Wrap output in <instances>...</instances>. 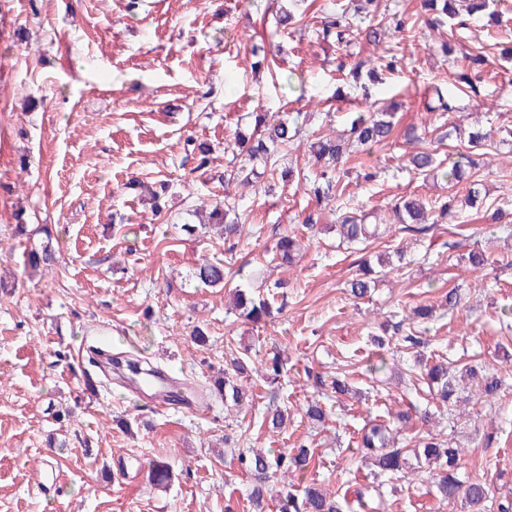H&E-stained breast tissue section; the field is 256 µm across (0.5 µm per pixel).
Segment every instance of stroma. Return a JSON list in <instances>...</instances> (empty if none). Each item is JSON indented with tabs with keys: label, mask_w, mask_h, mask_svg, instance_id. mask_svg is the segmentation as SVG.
<instances>
[{
	"label": "stroma",
	"mask_w": 512,
	"mask_h": 512,
	"mask_svg": "<svg viewBox=\"0 0 512 512\" xmlns=\"http://www.w3.org/2000/svg\"><path fill=\"white\" fill-rule=\"evenodd\" d=\"M140 2L0 0V512H253L239 450L302 445L315 452L308 478L340 495L363 490L371 512H450L424 472L388 483L380 496L366 490L353 439L398 411L412 415L409 434L455 433L464 474L483 477L496 496L512 493V332L500 329L512 311V61L484 65L475 92L455 82L460 47H512V0H497V21L480 16L458 29L447 54L445 33L422 25L420 0H380L379 13L415 25L342 50L354 61L386 51L399 60L396 71L357 82L337 72L342 51L322 37L323 17L344 0H281L303 15L299 30L278 27L267 0ZM257 46L273 67H255ZM434 86L454 98L455 111H429ZM393 103L392 141L353 153L339 173L344 195L320 203L310 191L317 167L309 140L341 131L347 113ZM255 112L302 123L288 149L289 181L264 173L244 186L230 177L244 157L229 144L236 131H251ZM410 125L441 160L468 149L452 126L487 135L478 206L456 208L423 234L395 224V203L416 197L435 209L464 197L466 185L410 169ZM191 141L212 148L206 172L195 169ZM366 167L375 181L360 179ZM135 180L164 187L160 215ZM225 200L246 217L239 236L183 231L188 211ZM313 212L318 223H305ZM347 212L383 225V238L342 244L337 226ZM20 215L28 229L45 226L54 237V261L35 273ZM287 233L303 249L282 266L274 245ZM478 247L481 268L468 259ZM364 256L384 265L356 301L348 285ZM217 259L223 287L198 286L197 267ZM279 279L287 290L275 288ZM235 288L284 293L288 303L253 323L229 312ZM453 288L461 301L451 309L444 300ZM423 304L436 314L419 356L493 368L504 381L495 404L469 390L455 419L425 424L420 415L436 402L425 382L408 379L415 356L387 347L385 371L370 373L371 337L384 323L409 327ZM197 328L206 345L194 342ZM101 349L190 380L202 393L197 406L158 410L151 391L99 366ZM243 352L255 362L281 355L287 373L276 388L252 378L251 406L230 410L207 389ZM310 370L345 374L360 397L337 401L308 382ZM313 400L333 420L311 425ZM278 406L290 418L273 433L264 420ZM155 460L173 468L168 487L149 479ZM39 467L54 481L31 484Z\"/></svg>",
	"instance_id": "stroma-1"
}]
</instances>
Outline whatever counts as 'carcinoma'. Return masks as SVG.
<instances>
[{
  "mask_svg": "<svg viewBox=\"0 0 512 512\" xmlns=\"http://www.w3.org/2000/svg\"><path fill=\"white\" fill-rule=\"evenodd\" d=\"M457 0H422L425 10L424 25L432 29H443L448 21L459 15L456 9ZM374 0H358L353 6L341 7L334 17H327L323 23V37H334L337 43H350L357 39L359 29L349 21V13L360 15L369 12ZM253 131L249 136L241 133L235 135V146L245 152L248 161L258 160L264 167L276 173L279 162L283 160L282 151L288 147L299 134V128L289 125L288 120L275 118L267 112H255ZM394 113L389 111L354 112L348 121L349 129L345 136L336 140L315 138L309 148L318 163L320 171L315 174L311 192L318 199H329V193L338 187L336 174L341 163L348 159L354 147L371 149L387 143L394 130ZM409 163L419 174H430L440 171L442 163L436 161V154L428 151H418L410 155ZM473 160L463 154L452 162L450 168L443 171L444 179L459 183L472 177ZM399 223L403 228L413 232H423L429 229L428 213L425 206L417 198H406L397 206ZM206 224L224 226V239H231L240 234L241 218L233 203L215 205L204 220ZM380 225L364 224L358 218L346 215L339 224V232L344 240L350 243H361L379 236ZM299 251V243L288 236L280 238L276 244V256L284 263H292ZM54 254L52 241L48 240L34 246L29 251L30 269L36 270L41 264L52 259ZM195 277L208 287L224 283V262L207 261L200 265ZM275 302L264 298L250 290L237 288L234 292L233 310L239 316L251 322H258L274 315ZM421 326L411 327L407 333L398 339L399 344L406 350H418L425 346V340L420 333ZM249 369V358L234 357L225 362L224 376L217 379L212 393L224 399V406L242 407L249 399L248 391L240 381L246 377ZM424 379L431 387L438 406L448 408L458 399V392L463 382L475 388L480 397L490 401L499 397L503 386L502 379L493 372L483 374L473 367L465 369L453 368L448 361L436 359L424 365ZM288 410L277 409L265 419L268 429L279 432L287 426ZM411 420L407 412H398L394 421L398 426L380 422H371L361 430L357 442L361 458L370 462V473L373 478L372 488L377 495L383 494V480H398L404 478L411 462L417 467L428 466L431 473V484L439 500L461 508V512H512V497L505 496L498 503L490 498V488L487 483L474 478L463 480L459 477L462 449L453 446L450 440L432 435H418L417 444L413 448L403 445L400 439L404 424ZM238 459L244 471L250 475L254 484L250 493V501L255 505L256 512H263L262 503L271 491L269 483L278 478L283 482L279 490V512H361L367 503L363 494L349 501L344 496L333 497L321 484L312 481L295 490L286 485L288 476L301 475L312 460V453L304 447L295 451H280L278 453L246 450L239 454ZM149 476L153 482L162 485L169 479L170 464L156 460L151 465Z\"/></svg>",
  "mask_w": 512,
  "mask_h": 512,
  "instance_id": "obj_1",
  "label": "carcinoma"
}]
</instances>
